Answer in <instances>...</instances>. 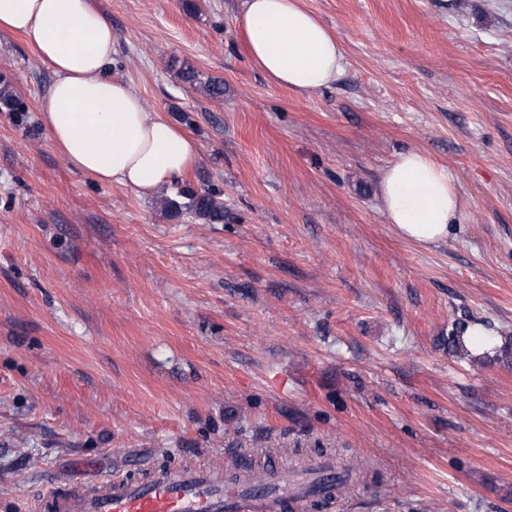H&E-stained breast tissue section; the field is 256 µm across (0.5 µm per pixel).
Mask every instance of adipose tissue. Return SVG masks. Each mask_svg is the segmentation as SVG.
<instances>
[{
  "instance_id": "1",
  "label": "adipose tissue",
  "mask_w": 512,
  "mask_h": 512,
  "mask_svg": "<svg viewBox=\"0 0 512 512\" xmlns=\"http://www.w3.org/2000/svg\"><path fill=\"white\" fill-rule=\"evenodd\" d=\"M235 24L256 67L295 93L327 87L344 69L339 37L303 0H242ZM0 28L21 33L52 67L40 111L73 170L100 184L153 191L198 166L196 141L113 77L112 22L91 0H0ZM378 190L389 224L423 246L446 239L463 216L453 171L419 150L399 153Z\"/></svg>"
}]
</instances>
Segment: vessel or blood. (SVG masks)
Returning a JSON list of instances; mask_svg holds the SVG:
<instances>
[{"label": "vessel or blood", "mask_w": 512, "mask_h": 512, "mask_svg": "<svg viewBox=\"0 0 512 512\" xmlns=\"http://www.w3.org/2000/svg\"><path fill=\"white\" fill-rule=\"evenodd\" d=\"M336 463L323 460L307 471L283 479L271 471L254 479L247 461L234 474L223 468L170 471L146 482L107 480L90 494H55V512H288L293 500L307 497L313 483L332 478Z\"/></svg>", "instance_id": "1"}]
</instances>
